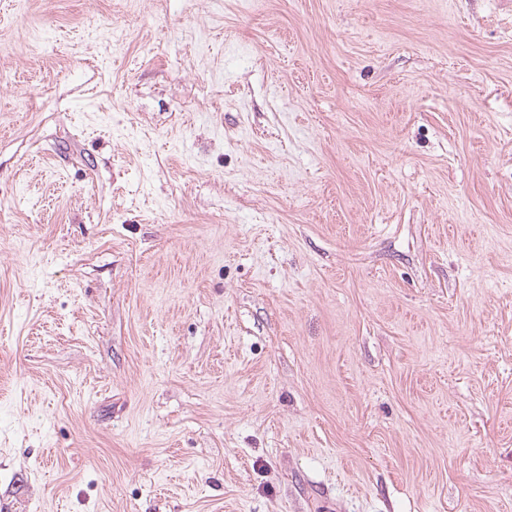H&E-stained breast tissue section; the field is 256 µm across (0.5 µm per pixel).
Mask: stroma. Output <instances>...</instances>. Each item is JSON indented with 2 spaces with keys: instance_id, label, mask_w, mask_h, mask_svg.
I'll list each match as a JSON object with an SVG mask.
<instances>
[{
  "instance_id": "35a3bbf8",
  "label": "stroma",
  "mask_w": 512,
  "mask_h": 512,
  "mask_svg": "<svg viewBox=\"0 0 512 512\" xmlns=\"http://www.w3.org/2000/svg\"><path fill=\"white\" fill-rule=\"evenodd\" d=\"M0 512H512V0H0Z\"/></svg>"
}]
</instances>
